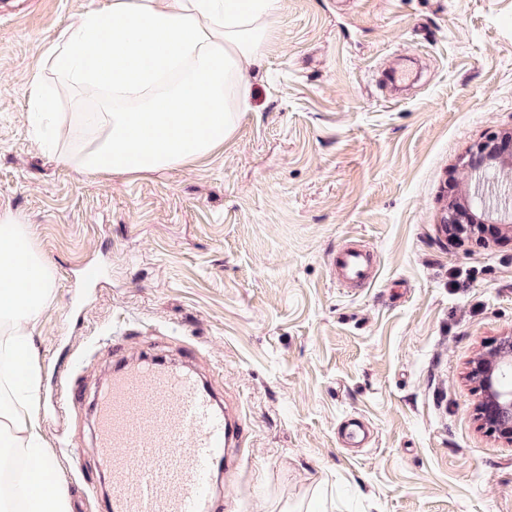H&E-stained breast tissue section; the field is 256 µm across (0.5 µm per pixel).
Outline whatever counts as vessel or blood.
Returning <instances> with one entry per match:
<instances>
[{"label":"vessel or blood","mask_w":512,"mask_h":512,"mask_svg":"<svg viewBox=\"0 0 512 512\" xmlns=\"http://www.w3.org/2000/svg\"><path fill=\"white\" fill-rule=\"evenodd\" d=\"M336 284L371 282L368 251L351 245L332 252ZM96 447L112 478L109 512H216L213 471L239 469L241 417L217 410L210 392L190 372L163 360L117 363L97 391ZM364 418L348 423L343 441L363 447Z\"/></svg>","instance_id":"obj_1"}]
</instances>
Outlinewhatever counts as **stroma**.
I'll return each instance as SVG.
<instances>
[{
    "instance_id": "obj_1",
    "label": "stroma",
    "mask_w": 512,
    "mask_h": 512,
    "mask_svg": "<svg viewBox=\"0 0 512 512\" xmlns=\"http://www.w3.org/2000/svg\"><path fill=\"white\" fill-rule=\"evenodd\" d=\"M109 3L0 0V212L55 272L38 418L62 479L90 491L72 512H106L91 401L116 336L130 360L193 350L242 404L223 512H512V443L482 428L466 376L512 333V233L441 226L472 201L471 154L512 134V0H282L234 140L136 179L58 162L28 118L46 46ZM353 239L376 259L366 288L330 278ZM352 415L371 447H340Z\"/></svg>"
}]
</instances>
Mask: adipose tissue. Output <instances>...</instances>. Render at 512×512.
Masks as SVG:
<instances>
[{"label": "adipose tissue", "mask_w": 512, "mask_h": 512, "mask_svg": "<svg viewBox=\"0 0 512 512\" xmlns=\"http://www.w3.org/2000/svg\"><path fill=\"white\" fill-rule=\"evenodd\" d=\"M281 0H111L73 18L43 53L31 84L33 122L97 91L94 132L62 149L88 173L142 176L192 165L222 149L252 105L249 68L275 35ZM55 274L30 225L0 215V512H71L36 413L41 370L33 335Z\"/></svg>", "instance_id": "adipose-tissue-1"}]
</instances>
